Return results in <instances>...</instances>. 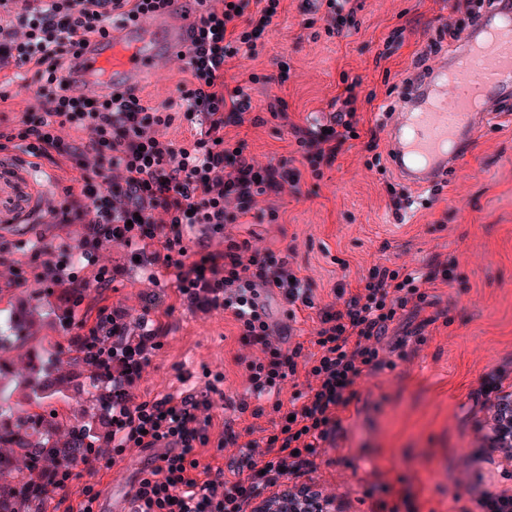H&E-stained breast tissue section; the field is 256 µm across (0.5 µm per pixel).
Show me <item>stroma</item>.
I'll use <instances>...</instances> for the list:
<instances>
[{"instance_id": "1", "label": "stroma", "mask_w": 512, "mask_h": 512, "mask_svg": "<svg viewBox=\"0 0 512 512\" xmlns=\"http://www.w3.org/2000/svg\"><path fill=\"white\" fill-rule=\"evenodd\" d=\"M457 2L354 0L357 28L331 36L310 0H282L255 54L226 67L227 89L243 87L251 107L240 122L225 126L224 144L244 145L245 155L262 164L287 162L299 178L281 192L256 195L249 214L224 232L204 224L186 230L193 261L222 249L228 235L288 250L313 305L291 320L281 296L266 295L270 322L286 346L308 342L336 288L358 287L373 266L425 272L439 262L454 264L456 278L436 290L435 307L420 316L403 313L391 325L383 347H400L407 361L362 383L345 434L327 452L332 465L315 473L354 499L387 484L401 512H450L453 465L468 449L471 391L512 356V99L490 107L485 127L445 182L412 188L385 156L387 126L396 117L389 104L402 92L416 55L454 18ZM347 76L360 80L359 136L317 176L279 113L287 111L291 125L310 130L335 123ZM0 85L11 93L16 116L37 88L31 71L11 58L0 60ZM81 175L74 163L56 166L26 153L20 142L0 147V309L39 305L38 336L55 351L65 337L49 312L47 285L31 278L40 263L33 244L67 245L79 256L68 262L67 273L87 284L81 317L95 321L104 307L130 335L157 330L163 337L136 395L200 388L207 375L220 372L224 394L214 400L215 425L229 423L241 442L266 435L269 416H240L224 407L225 397L247 394L244 368L236 362L244 348L232 317L177 295L174 274L155 260V243L130 248L115 242L90 257L82 254L74 225L55 222L54 211L69 206L70 191L80 190ZM102 266L112 274L105 288L94 280ZM17 270L27 274L25 284L13 282ZM437 312L442 320L425 327L426 341L417 344L415 327ZM143 459V453H128L100 476L102 512L121 506Z\"/></svg>"}]
</instances>
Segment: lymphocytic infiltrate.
Segmentation results:
<instances>
[{
	"mask_svg": "<svg viewBox=\"0 0 512 512\" xmlns=\"http://www.w3.org/2000/svg\"><path fill=\"white\" fill-rule=\"evenodd\" d=\"M172 0H25L21 12L8 15L10 0H0V54L21 66H32L38 85L19 124L20 138L32 156L72 160L76 153L92 155L95 168H117L121 174L101 183L84 177L83 198L98 209L95 231L83 246L96 250L121 242L159 244L157 261L175 274L180 294H205L211 308L232 316L240 340L255 346L260 357L246 361L254 397L272 396L271 406L248 399L225 398L227 409L258 418L272 411V429L262 440H250L232 474L204 461L209 448H222L235 433L215 430L211 410L221 392L223 374H214L202 389L137 398L128 391L160 349V338L139 341L113 351L115 361H130L129 371L113 378L112 447L97 452L84 472L66 468L58 487L63 496L78 495V512H99L100 492L81 483L82 474L111 470L127 452L148 458L127 500L132 512H251L265 493L291 482L303 496L308 512H322L318 495L306 478L317 460L334 446L344 429V414L358 397L360 382L396 363L381 353L380 342L403 311L421 310L431 290L450 285L451 265L442 263L427 273L375 266L354 290L337 289V303L324 308L309 343L283 348L275 339L262 292L279 294L291 309L310 306V290L297 278L288 255L278 249H252L249 240L225 238L221 251L189 261L185 228L208 224L214 229L247 215L258 191H279L289 172L285 164L262 165L245 156L242 147L222 143L224 127L250 107L243 88L224 92L227 60L253 54L256 36L278 13L280 0H198L203 11L189 32V78L178 87L186 111L170 102L146 105L136 94L70 95L61 71L78 47L104 36L110 23L134 24L165 10ZM25 28L15 39L14 25ZM205 117L208 128L183 144L161 138L157 127L175 122L195 123ZM70 125L77 142L64 141L55 121ZM360 119L346 107L338 127L315 131L292 126L312 171L331 164L338 148L356 132ZM234 200L228 210L226 200ZM166 219L156 223L154 211ZM294 383L291 399L280 400L286 383ZM479 408L469 420V453L455 466L454 482L468 497L458 512H488L501 491L497 481L512 480V472L487 476L484 419L495 415L501 437L512 436V357L481 376L472 392Z\"/></svg>",
	"mask_w": 512,
	"mask_h": 512,
	"instance_id": "f902f5d3",
	"label": "lymphocytic infiltrate"
}]
</instances>
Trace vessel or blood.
Segmentation results:
<instances>
[{"instance_id":"vessel-or-blood-1","label":"vessel or blood","mask_w":512,"mask_h":512,"mask_svg":"<svg viewBox=\"0 0 512 512\" xmlns=\"http://www.w3.org/2000/svg\"><path fill=\"white\" fill-rule=\"evenodd\" d=\"M197 12L193 0H173L162 14L110 29L80 48L69 92L134 93L163 78L186 53ZM506 92L512 93L511 11L479 18L448 62L402 98L389 129V159L400 179L417 189L444 179L487 119L488 104Z\"/></svg>"}]
</instances>
